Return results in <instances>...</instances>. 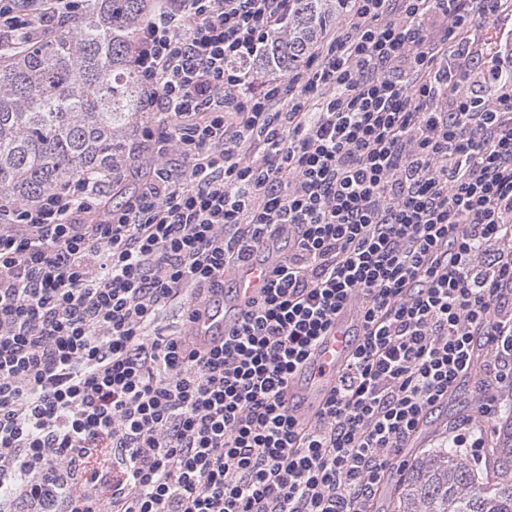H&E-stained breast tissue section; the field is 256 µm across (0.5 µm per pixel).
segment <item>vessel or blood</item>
I'll use <instances>...</instances> for the list:
<instances>
[{
  "label": "vessel or blood",
  "instance_id": "obj_1",
  "mask_svg": "<svg viewBox=\"0 0 512 512\" xmlns=\"http://www.w3.org/2000/svg\"><path fill=\"white\" fill-rule=\"evenodd\" d=\"M269 275L270 267L264 263H251L233 270L230 274L234 284L233 306L227 310L216 305L202 313L191 328L198 343L210 347L222 342L236 320V306L257 293ZM358 303V298L349 300L335 324L295 371L288 399L296 416L311 417L335 387L337 375L357 343L354 317Z\"/></svg>",
  "mask_w": 512,
  "mask_h": 512
}]
</instances>
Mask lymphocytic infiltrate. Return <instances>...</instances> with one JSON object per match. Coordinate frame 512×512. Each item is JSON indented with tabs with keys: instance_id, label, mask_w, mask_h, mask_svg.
I'll list each match as a JSON object with an SVG mask.
<instances>
[{
	"instance_id": "1",
	"label": "lymphocytic infiltrate",
	"mask_w": 512,
	"mask_h": 512,
	"mask_svg": "<svg viewBox=\"0 0 512 512\" xmlns=\"http://www.w3.org/2000/svg\"><path fill=\"white\" fill-rule=\"evenodd\" d=\"M88 0H0V47ZM299 0H152L130 161L0 194V512H375L430 414L512 388V0H345L279 75ZM284 243L223 342L230 268ZM358 296L306 423L291 377ZM179 308L170 332L158 318ZM512 27L510 23L506 22L492 23L487 22L484 24L481 32L482 41L484 43V50L488 56H495L501 47L503 51L506 41L512 43Z\"/></svg>"
}]
</instances>
